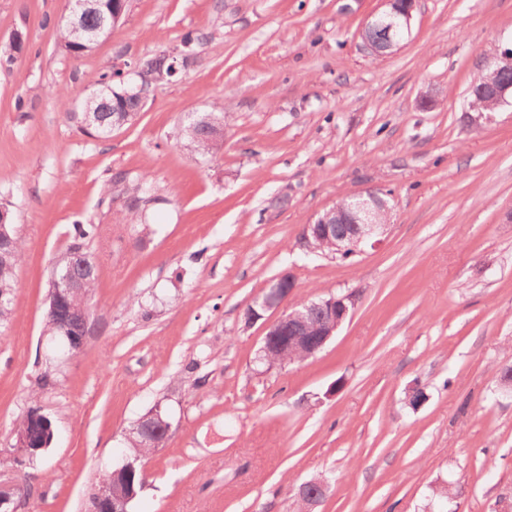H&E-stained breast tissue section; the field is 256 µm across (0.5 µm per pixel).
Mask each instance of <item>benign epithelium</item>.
<instances>
[{
	"instance_id": "obj_1",
	"label": "benign epithelium",
	"mask_w": 512,
	"mask_h": 512,
	"mask_svg": "<svg viewBox=\"0 0 512 512\" xmlns=\"http://www.w3.org/2000/svg\"><path fill=\"white\" fill-rule=\"evenodd\" d=\"M70 15L69 24L74 32L79 34L82 40L97 38L98 33L89 32L83 27L84 19L89 15H96L100 19V29L106 30L121 23L125 16L124 0H69ZM386 9L373 15V18H394L396 22L389 23V28L399 27L409 31L411 27L412 13L415 8L413 0H407L405 4L396 9L394 0H383ZM512 66V49H506L501 54L498 62L485 68L482 90L489 99L492 109L508 103L512 99V82L500 81L497 74L504 67ZM139 82L131 91L123 93L124 97H137L146 101L153 92L150 86L151 80L141 70H134ZM383 198L376 192H369L367 196L347 195L337 202L333 208L317 220L306 226L304 230V242L309 251L314 252L318 244L331 243L340 253L350 252L357 255L367 245L374 246L383 240L388 230V225L375 222V210L379 208ZM343 214V222L333 224L329 221L332 214ZM297 288L295 279L289 273H283L275 279V284L265 289V294L255 297L251 311L247 315L250 321L259 320L264 313L275 310L288 303L290 297ZM356 304L353 294L342 296L331 295L319 300L315 307L330 315V319L319 331L312 333L306 323V312L297 309H289L274 320L267 328L261 350L272 355L280 348L288 347V344H296L306 349L307 355L312 357L320 352L336 334L339 327L346 321ZM160 406H155L144 414L136 423V427L144 439H149L156 432V425H161L164 431L171 429V423L159 419ZM14 446L29 448L35 451L43 450L48 443H40L36 435L27 431H14ZM16 489L14 486H0V512H17ZM135 495L122 496L108 499L103 504V512H129V504Z\"/></svg>"
}]
</instances>
